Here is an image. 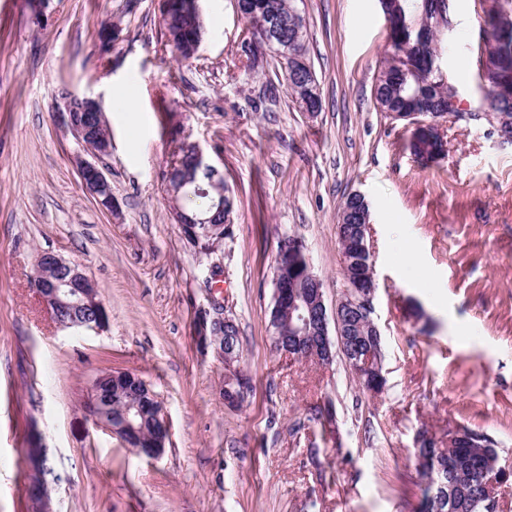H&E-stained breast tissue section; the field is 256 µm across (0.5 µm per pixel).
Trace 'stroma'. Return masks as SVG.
Listing matches in <instances>:
<instances>
[{"mask_svg": "<svg viewBox=\"0 0 512 512\" xmlns=\"http://www.w3.org/2000/svg\"><path fill=\"white\" fill-rule=\"evenodd\" d=\"M199 58L178 62L159 0H0V512H34L25 448L41 437L62 480L52 512H420L416 450L465 428L512 468V143L446 123L425 162L375 109L389 53L378 0H299L322 110L308 118L275 60L247 68L236 0H202ZM481 0H454L441 66L475 107ZM120 30L109 46L98 31ZM101 100L115 212L81 182L86 151L61 123V90ZM200 146L238 198L222 265L224 314L253 389L225 405L224 362L199 341L208 264L171 214L163 175ZM365 195L386 386L362 389L343 357H288L269 335L280 242L299 237L327 306L346 290L336 225ZM83 266L110 322L55 326L31 286L40 252ZM108 370L143 378L168 426L136 454L84 403Z\"/></svg>", "mask_w": 512, "mask_h": 512, "instance_id": "obj_1", "label": "stroma"}]
</instances>
